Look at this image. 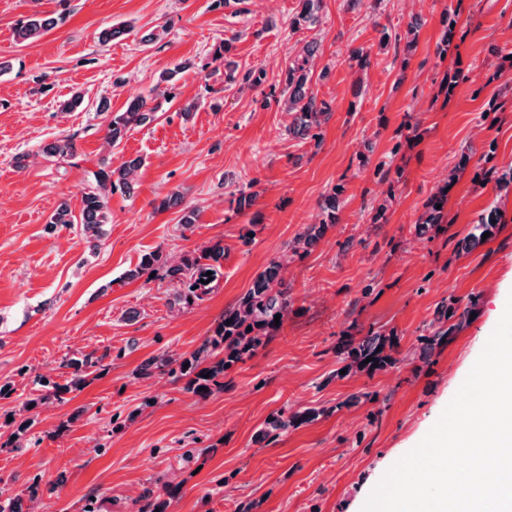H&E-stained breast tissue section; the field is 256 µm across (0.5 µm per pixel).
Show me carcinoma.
<instances>
[{"label":"carcinoma","mask_w":512,"mask_h":512,"mask_svg":"<svg viewBox=\"0 0 512 512\" xmlns=\"http://www.w3.org/2000/svg\"><path fill=\"white\" fill-rule=\"evenodd\" d=\"M56 25L53 17L32 15L17 23L14 34L20 44L34 42ZM131 33L127 24H115L100 32L99 42L107 45L120 40ZM314 43L306 47V56L301 62L288 67L285 73V84L288 88V99L285 101L287 111L292 114L288 125V134L307 139L318 138L314 130L320 128L322 122L328 120L330 112L327 103L316 102V97L307 86L308 73L306 65L316 52ZM159 105L148 106V100L137 98L119 111H111L110 101L103 98L97 106L99 113L107 119V138L111 147H117L131 129L145 124L154 117ZM41 152L52 157H68L74 154L72 140H57L41 148ZM143 166V160L135 158L118 165L102 162L93 173L94 185L83 193L79 214H74L67 202H61L51 214L48 224H79L89 235L98 234V228L108 223L109 196L121 191L133 195L135 176ZM444 191L432 194L424 204V212L414 225L417 236L425 235L430 229L443 223L444 209L436 205L446 204ZM503 214L496 203L489 204L478 216L472 226L469 239L472 245L482 243V236L488 232L495 235L502 225ZM335 223V214L328 215V221L308 227L297 238L303 245V251L314 244L324 233L327 224ZM224 256L220 247H211L201 253H188L179 260L173 261L163 256L160 251H153L142 256L139 265L127 273V278H139L144 274H157L161 279L172 283L180 289V296L186 300L201 299L213 288L220 276L216 262ZM285 263L273 260L260 272L252 286L240 298L238 304L224 311L202 346L186 355L163 353L146 361L142 371L151 374L155 371L166 373L176 380L184 381L183 389L199 396H207L213 391L224 387V374L234 366L244 362L265 346L279 331L274 324V317L285 319L291 304L288 289L284 287L282 276ZM211 276H206V273ZM474 313L473 303L461 305L454 300L442 303L434 312L433 319L427 324L425 335L421 337V357L427 359L438 348L447 345L453 336L470 324V314ZM396 344L391 337L380 331L368 330L367 334L357 338L344 335L336 343V355L347 374L366 373L373 375L385 371L397 364ZM372 361H366V358ZM66 367L73 369L71 376L60 384L46 377H41L36 384L42 388V395L24 405V409L42 401L53 399L59 403L67 402L66 395L82 390L88 383L90 371L103 370L102 358L85 356L81 359H70ZM327 410L305 408L290 413L281 410L266 422L263 434L276 438L291 427H298L311 422Z\"/></svg>","instance_id":"cac0c4a2"}]
</instances>
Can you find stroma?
Returning a JSON list of instances; mask_svg holds the SVG:
<instances>
[{"label":"stroma","instance_id":"obj_1","mask_svg":"<svg viewBox=\"0 0 512 512\" xmlns=\"http://www.w3.org/2000/svg\"><path fill=\"white\" fill-rule=\"evenodd\" d=\"M301 10V0H0V385L11 389L0 424L36 397L35 376L64 381L63 361L87 354L105 365L68 402L34 409L22 448L0 447V497L19 499L22 512H362L495 330L512 296V189L484 172L512 167V0H317L308 22ZM35 12L57 25L18 44L16 24ZM121 22L132 33L100 44L99 31ZM150 32L157 40L142 44ZM386 32L394 39L384 45ZM223 42L231 74L213 59ZM311 42L310 88L331 114L318 139L303 140L288 134L280 94ZM181 61L191 69L159 81ZM458 69L466 80L445 92ZM251 71L263 72L261 84L245 82ZM76 89L84 104L61 111ZM103 97L116 110L141 97L161 109L112 150L96 111ZM66 137L73 157L38 155ZM136 157L135 191L110 196L97 252L79 225L46 232L60 201L79 210L101 160ZM381 161L398 183L377 174ZM442 188L447 231L415 236ZM242 190L256 200L241 210ZM174 194L179 204L161 208ZM331 196L335 223L307 254H291L298 234L325 223ZM387 198L385 223H372ZM494 201L508 224L470 246ZM216 244L222 276L193 303L168 281L124 277L145 253L177 258ZM275 258L287 263L288 315L223 390L200 397L141 374L150 357L197 349ZM453 299L475 300L471 324L429 361L415 359L424 324ZM371 328L395 335L396 366L337 378L339 336ZM287 407L324 414L263 438ZM36 479L53 491L29 498Z\"/></svg>","mask_w":512,"mask_h":512}]
</instances>
